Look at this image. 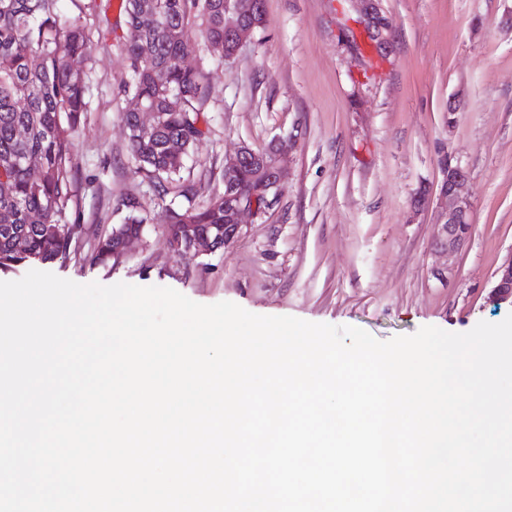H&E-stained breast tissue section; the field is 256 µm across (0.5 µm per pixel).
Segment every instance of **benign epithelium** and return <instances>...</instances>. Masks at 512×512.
I'll return each mask as SVG.
<instances>
[{"mask_svg":"<svg viewBox=\"0 0 512 512\" xmlns=\"http://www.w3.org/2000/svg\"><path fill=\"white\" fill-rule=\"evenodd\" d=\"M362 2L364 28L371 40L380 47L387 43V21L381 15L376 0ZM249 13L251 10L244 8L238 0L224 2V31L229 36L233 50H227L225 45L214 46L212 50L223 57L226 64L234 61L240 50L255 34L259 22L255 16L249 21L245 20ZM246 159L253 162L258 169V180L248 191L243 189L238 181L239 168ZM285 163V153L276 140L271 142L265 154H258L246 145L240 147L237 153L224 163V209L228 210L231 219V223L224 225V242L197 236L193 224H180L178 237L169 249L174 253L198 248L214 252L221 244H229L239 233L243 214L250 213L255 217L264 214L265 209L259 206V200H264L269 208L276 203ZM440 173L438 244L453 252L463 245L472 227V204L465 194L469 172L459 161L448 155L440 162ZM491 298L500 305L512 306V256L496 271Z\"/></svg>","mask_w":512,"mask_h":512,"instance_id":"benign-epithelium-1","label":"benign epithelium"}]
</instances>
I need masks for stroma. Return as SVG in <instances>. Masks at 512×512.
<instances>
[{
    "label": "stroma",
    "instance_id": "obj_1",
    "mask_svg": "<svg viewBox=\"0 0 512 512\" xmlns=\"http://www.w3.org/2000/svg\"><path fill=\"white\" fill-rule=\"evenodd\" d=\"M388 42L376 50L355 0H264L263 26L235 62L192 34L184 62L210 80L205 137L183 175L200 203L224 189L241 144L280 138L290 163L278 203L246 219L225 248L172 253L164 199L134 174L122 113L130 62L119 0H60L91 53L77 60L89 110L74 137L80 221L68 256L45 271L80 284L170 287L195 302L231 301L267 316L356 326L387 341L424 326L455 333L501 322L496 269L512 255V0H379ZM463 108L448 113V99ZM470 172L468 242L437 248V210L413 213L419 187L437 194L440 160ZM137 198L141 239L118 262L84 258Z\"/></svg>",
    "mask_w": 512,
    "mask_h": 512
}]
</instances>
